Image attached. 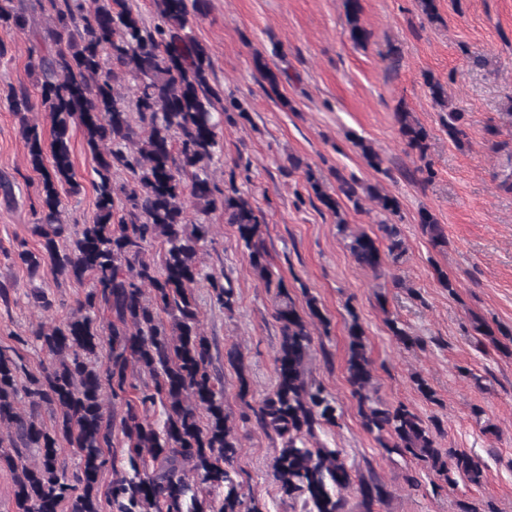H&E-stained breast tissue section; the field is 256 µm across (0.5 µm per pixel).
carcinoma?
Returning <instances> with one entry per match:
<instances>
[{"label":"carcinoma","instance_id":"carcinoma-1","mask_svg":"<svg viewBox=\"0 0 512 512\" xmlns=\"http://www.w3.org/2000/svg\"><path fill=\"white\" fill-rule=\"evenodd\" d=\"M47 3L54 46L35 65L42 77L40 104L23 90L11 98L29 164L42 176L36 225L41 250L24 249L17 258L31 272L45 268L56 277L86 281L89 289L65 321L16 337L23 346L39 347L46 358L26 383H19L18 350L0 348V469L12 476L15 512H59L63 504L69 512H100L99 479L107 468L113 478L103 493L110 512H263L260 501L242 493L235 480L239 445L224 413V382L212 369L195 296L196 285L204 281L219 307L230 311L235 305L224 273L205 272L199 265L210 232L206 217L218 208L225 223L236 226L260 280L267 287L272 283L261 236L263 214L235 188L216 196L210 178L224 114H242L245 108L235 99L217 107L210 51L187 32L189 16L202 13L206 0H154L158 21L151 28L128 0ZM344 6L351 39L366 42L360 0H344ZM26 24L14 0H0L1 28L23 30ZM127 75L137 80L131 97L121 92ZM38 106L50 119L48 141L30 118ZM132 112L138 114L137 128ZM395 119L409 148L425 158L426 129L402 108ZM76 125L97 162L91 224L61 220L63 196L80 193L70 151ZM444 125L448 138L462 145L464 113L448 109ZM115 167L126 171L125 182H113ZM305 181L341 228V197L358 209L364 193L385 214L399 210L395 197L371 185L361 188L340 173L334 195L310 167ZM419 224L435 245L447 243L429 211L420 212ZM379 230L388 240L386 249L364 231L353 235L348 247L360 267L381 276L399 263L404 249L397 225L383 220ZM153 242L161 246L158 261L148 253ZM275 297L274 318L282 335L277 380L253 409L257 425L282 440L273 480L283 496L301 503L302 512H347L351 469L339 450L312 444L317 432L336 425L335 400L313 382L309 369L313 336L307 318L323 326L328 321L313 296L306 299V317L281 282ZM102 314L104 325L98 321ZM387 325L399 343H416L397 320ZM105 343L109 356L102 363ZM142 371L151 383H137ZM347 380L364 426L386 438L387 453L409 455L449 484L457 476L482 484L480 459L437 447L430 425L407 406L385 408L372 399L373 375L356 319L349 327ZM115 402L117 421L107 408ZM157 404L165 412L160 427L149 415ZM117 426L124 437L120 449L114 444ZM62 440L79 456L78 471L70 477L58 468ZM359 493L363 512H374L387 488L377 479L362 480Z\"/></svg>","mask_w":512,"mask_h":512}]
</instances>
